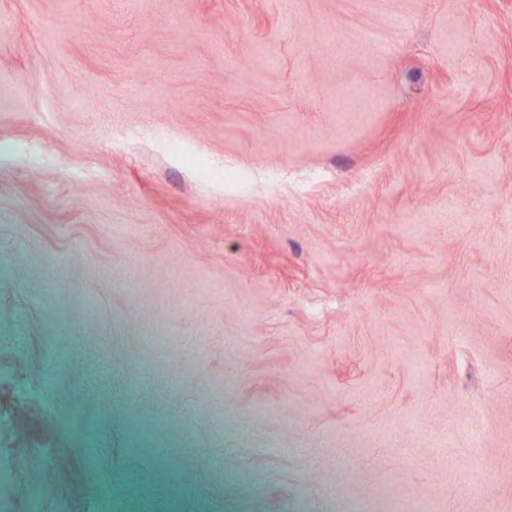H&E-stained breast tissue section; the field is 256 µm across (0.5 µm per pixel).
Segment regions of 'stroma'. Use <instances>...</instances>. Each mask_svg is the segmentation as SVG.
Wrapping results in <instances>:
<instances>
[{
  "label": "stroma",
  "instance_id": "obj_1",
  "mask_svg": "<svg viewBox=\"0 0 512 512\" xmlns=\"http://www.w3.org/2000/svg\"><path fill=\"white\" fill-rule=\"evenodd\" d=\"M0 512H512V0H0Z\"/></svg>",
  "mask_w": 512,
  "mask_h": 512
}]
</instances>
